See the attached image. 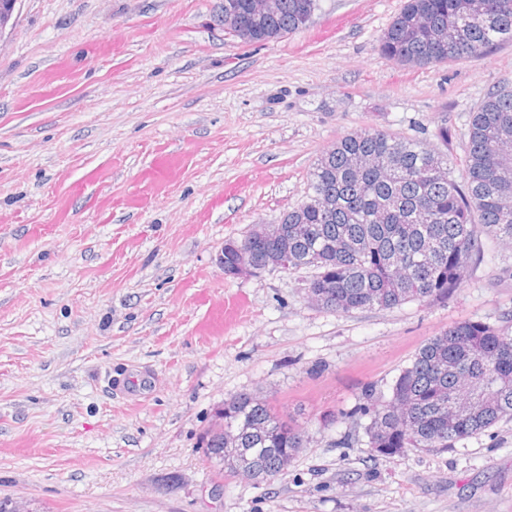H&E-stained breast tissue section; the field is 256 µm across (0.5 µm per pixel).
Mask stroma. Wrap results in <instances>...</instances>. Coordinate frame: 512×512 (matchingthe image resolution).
Masks as SVG:
<instances>
[{
  "label": "stroma",
  "mask_w": 512,
  "mask_h": 512,
  "mask_svg": "<svg viewBox=\"0 0 512 512\" xmlns=\"http://www.w3.org/2000/svg\"><path fill=\"white\" fill-rule=\"evenodd\" d=\"M405 0H320L245 45L224 0H19L0 35V500L34 512H512V419L445 451L376 453L366 392L431 338L512 327V246L445 304L337 313L309 270L225 275L315 159L369 127L464 154L512 43L408 67L378 41ZM147 372L152 391L124 395ZM266 397L305 448L257 486L202 460L224 399Z\"/></svg>",
  "instance_id": "35a3bbf8"
}]
</instances>
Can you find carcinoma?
I'll list each match as a JSON object with an SVG mask.
<instances>
[{
  "label": "carcinoma",
  "instance_id": "cac0c4a2",
  "mask_svg": "<svg viewBox=\"0 0 512 512\" xmlns=\"http://www.w3.org/2000/svg\"><path fill=\"white\" fill-rule=\"evenodd\" d=\"M224 31L266 43L307 25L318 0H274L255 14L252 0H224ZM512 42V0H406L379 49L401 65L423 67L481 58ZM461 176L421 141L381 130L346 135L309 171L306 199L281 217L289 269H309L307 294L337 313L448 302L478 237L512 243V81L473 112ZM253 258L271 263L280 241L253 239ZM353 414L368 418L369 446L381 454L452 448L512 418V327L463 322L432 337L402 369L386 399L366 393ZM237 456L263 476L283 474L304 448L300 430L265 398L224 400V434L204 429L203 460L231 475L225 434Z\"/></svg>",
  "mask_w": 512,
  "mask_h": 512
}]
</instances>
